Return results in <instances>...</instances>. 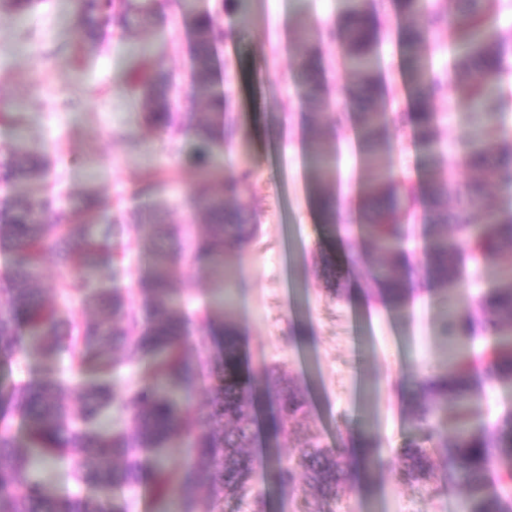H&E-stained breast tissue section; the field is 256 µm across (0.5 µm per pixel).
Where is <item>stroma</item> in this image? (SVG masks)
I'll return each mask as SVG.
<instances>
[{
	"mask_svg": "<svg viewBox=\"0 0 512 512\" xmlns=\"http://www.w3.org/2000/svg\"><path fill=\"white\" fill-rule=\"evenodd\" d=\"M162 3L149 25L108 34L102 46L91 49L81 45L76 0H37L25 12L0 0V112L23 117L19 130L0 121V154L22 141L50 161L66 193L97 191L115 211L127 212L133 224L141 223L143 209L132 191L145 171H160L164 184L152 200L164 208L166 223L191 224L204 233L205 221L183 200L196 175L194 142L172 150L168 135L148 126L143 101L128 97L124 87L133 66L129 48L144 42L163 53L179 112L209 115L206 103L188 95L194 40L189 22L195 13H212L228 32L215 52V89L231 96L243 132L220 155L218 171L252 170L235 204L252 213L259 226L256 242L243 255L228 258L235 267L232 316L243 364L256 374L277 369L308 402L300 423L274 436L268 431L273 406L264 388H257L250 455L259 462L274 453L285 461L308 438L324 448H345L351 429L357 428L372 440L386 466L351 477L339 488L333 512H369L378 499L387 512H463L465 494L442 453L433 455L430 483L406 485L396 475L400 448L423 431L414 420L417 402L403 383L439 372L448 350L440 327L441 299L423 274L425 226H411L406 245L410 291L394 308L376 294L370 276L376 255L366 254L362 240L344 229L327 234L313 208L318 190L356 208L361 186L372 177L359 160L349 123L325 142L335 171L317 178L306 164L308 126L326 125L329 112L348 106L352 77L336 66L335 46L313 43L327 60L323 107L310 106L293 80L296 20L305 19L313 29L340 24L347 0H255L244 26L221 0ZM401 19L399 0H388L380 15L384 36L378 73L389 87L405 81ZM431 109L437 133L433 170L437 177L468 183L471 173L459 158L477 128L473 102L452 84ZM386 163L423 187L422 151L411 125L395 134ZM112 242L127 248L132 258L130 265L115 268L114 283L141 302L150 242L129 238L119 228ZM330 247L344 288L339 297L326 290L322 279L321 256ZM172 285L188 312L212 308L215 282L206 265L181 261ZM491 344L490 332L477 328L472 421L490 434L512 413V383L486 381ZM69 364L67 356L38 348L22 363H0V386L48 371L64 377Z\"/></svg>",
	"mask_w": 512,
	"mask_h": 512,
	"instance_id": "stroma-1",
	"label": "stroma"
}]
</instances>
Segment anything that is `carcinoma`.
<instances>
[{
    "instance_id": "carcinoma-1",
    "label": "carcinoma",
    "mask_w": 512,
    "mask_h": 512,
    "mask_svg": "<svg viewBox=\"0 0 512 512\" xmlns=\"http://www.w3.org/2000/svg\"><path fill=\"white\" fill-rule=\"evenodd\" d=\"M484 0H457L459 13L448 12L446 0H402L404 17L401 41L405 49L408 79L405 92L416 110L412 121L416 136L428 159H433L434 117L428 103L447 89V82L428 72L422 50L438 33L448 32V43L456 53L450 64L454 82L462 85L478 104L492 96L509 67L512 38L487 24L481 5ZM379 0H352L344 23L325 27L319 38L340 42L349 70L356 81L348 89L358 102L354 112L359 153L373 169L357 209L363 243L382 262L373 270L381 298L397 307L408 291L406 233L398 218L401 210H420L428 243L425 274L441 298L448 301L442 329L456 346L448 365L435 376L416 382L412 398L420 399L418 418L430 421L436 415L457 409L452 433L434 431L407 442L398 454V479L405 484H422L431 479L433 460L426 443L442 448L453 476L465 492V512H507L512 506V418H506L494 437L469 420L468 407L474 396L473 368L466 347L478 318L493 332L495 346L487 379L512 382V266L500 269L499 283L483 294L476 311L459 305V256L461 246L476 265L501 253H512V217H500L488 197L495 184H512V147L487 136L472 137L463 163L474 174L463 198L449 205L446 182L428 180L421 192L387 167L391 149L390 121L402 122L398 110L378 104L388 94L376 69L380 41L373 15ZM156 12L151 0H78V25L86 39L115 27L129 31L147 23ZM194 43L191 56L189 94L214 106L213 118L195 121L173 111L170 84L162 63L142 55L134 64L126 93L147 105L146 121L164 132L194 139L211 146L219 136L228 142L236 129L223 123L224 108L215 91L214 51L224 32L210 15L192 21ZM294 77L309 103L322 99L323 58L305 42L295 47ZM313 127L308 138V155L315 171L324 168L322 143L331 127ZM8 183L42 181L47 164L42 156L17 147L0 164ZM248 173L231 182L215 177L210 151L201 155L199 172L187 203L206 217L207 235L199 240L188 230L162 220L148 225L153 241L168 240L172 246H154L152 269L143 299V312L126 307L123 290L95 286L103 265L99 254H112V207L102 197L86 194L62 202L47 194L37 199L7 196L0 201V244L15 253L8 282L0 291V356L20 361L39 344L71 359V377L63 380L48 371L20 380L0 391V512H130L133 498L147 487L162 499L170 494L179 501V512H241L250 499L251 512H264L262 493H251L255 460L246 452L252 439V397L264 385L274 397L276 415L272 429L278 433L298 421L307 400L297 386L266 371L260 378L243 370L239 336L232 318L218 307V317L206 313L196 328L218 329L224 350L212 362L204 412L181 409L167 388L190 383L194 367L189 350L202 344L206 335L192 336L191 320L170 288L176 266L185 250L202 262L226 267V253L242 246L254 235L250 215L230 209L224 192L234 193ZM323 224L335 225L341 214L336 198L320 194L315 200ZM97 213L96 225L84 221V213ZM479 214L482 225L473 230L470 217ZM65 252L76 263L63 277L58 300L46 307L40 281L49 254ZM327 284L336 292L339 280L336 253L323 254ZM93 303L110 316L85 325L71 316L70 305ZM118 346L131 354L148 355L153 382L126 390L116 389L112 375L122 366L114 355ZM94 363L103 377L84 379V367ZM30 427L28 441L19 440L14 419ZM183 434L194 436L191 453L194 467L181 478L167 472L150 453ZM51 466L68 464L75 491L57 493L31 467L33 459ZM363 464L379 470L385 461L371 442L364 445ZM350 463L338 448H321L307 441L297 449L294 466L276 457L265 466L266 481L282 490L300 489L306 512H331L330 502L348 477ZM210 488L207 508H199L196 486ZM111 498L96 495L98 490Z\"/></svg>"
}]
</instances>
